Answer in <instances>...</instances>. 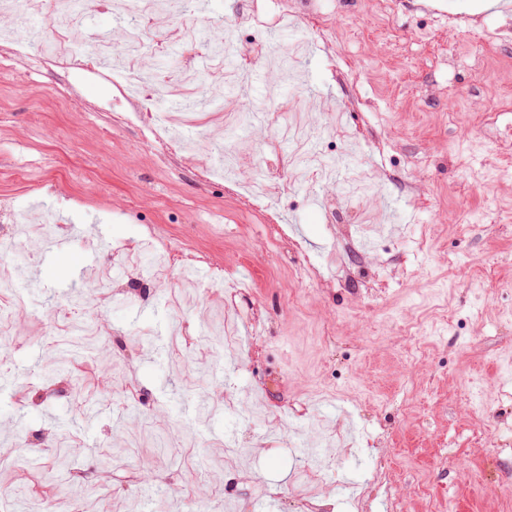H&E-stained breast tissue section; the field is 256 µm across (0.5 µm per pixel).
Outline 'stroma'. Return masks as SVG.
I'll return each mask as SVG.
<instances>
[{
    "mask_svg": "<svg viewBox=\"0 0 512 512\" xmlns=\"http://www.w3.org/2000/svg\"><path fill=\"white\" fill-rule=\"evenodd\" d=\"M238 2L167 0L129 65L150 67L186 28L268 42L239 27ZM425 2L391 0L382 21L289 19L271 48L289 76L267 74L288 140L270 97L243 114L246 84L207 43L179 47L155 80L189 97L223 85L221 107L185 117L239 153L219 175L154 128L157 97L127 98L90 63L55 65L52 25L0 40V198L19 221L52 210L94 225L103 244L33 258L37 304L16 306L0 359V512L69 501L62 461L102 475L83 512H134L145 473L152 512H224L228 498L237 512H512V11ZM266 170L279 188L250 197ZM154 234L193 263L198 305L175 308L161 280L111 302L101 335L63 322L108 292L111 248ZM84 284L95 295L76 300ZM221 343L237 357L216 372ZM62 358L66 397L42 380ZM317 443L339 462L335 486L303 457Z\"/></svg>",
    "mask_w": 512,
    "mask_h": 512,
    "instance_id": "35a3bbf8",
    "label": "stroma"
}]
</instances>
